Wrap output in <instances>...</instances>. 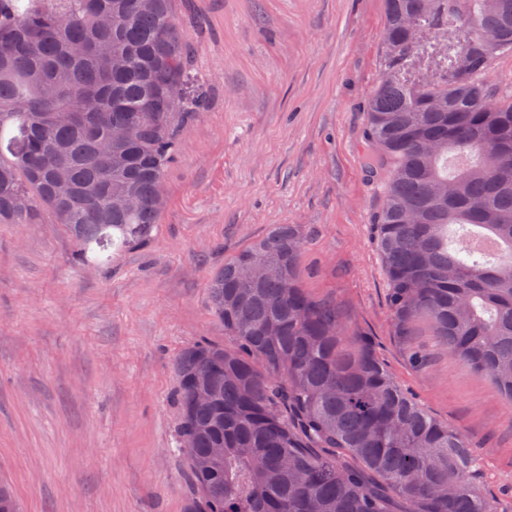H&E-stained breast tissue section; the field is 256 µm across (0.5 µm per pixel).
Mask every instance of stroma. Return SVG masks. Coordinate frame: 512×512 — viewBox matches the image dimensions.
I'll use <instances>...</instances> for the list:
<instances>
[{"label":"stroma","instance_id":"35a3bbf8","mask_svg":"<svg viewBox=\"0 0 512 512\" xmlns=\"http://www.w3.org/2000/svg\"><path fill=\"white\" fill-rule=\"evenodd\" d=\"M173 12L207 107L178 121L150 239L84 267L50 213L0 224V481L21 512H184L175 362L224 341L206 283L276 224L306 241L305 288L470 439L482 495L512 512V402L433 349L426 325L393 333L371 224L381 191L362 161L384 0H175ZM418 349L430 353L422 370Z\"/></svg>","mask_w":512,"mask_h":512}]
</instances>
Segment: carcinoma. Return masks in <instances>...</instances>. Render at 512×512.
<instances>
[{
	"mask_svg": "<svg viewBox=\"0 0 512 512\" xmlns=\"http://www.w3.org/2000/svg\"><path fill=\"white\" fill-rule=\"evenodd\" d=\"M385 15L363 164L394 331L427 322L512 402V89L488 84L512 54V0H385ZM449 21L462 51L436 35ZM190 68L171 0H0V223L51 212L81 265L149 239L176 117L206 108ZM454 155L468 162L450 174ZM304 246L276 224L207 283L230 343L176 363L178 439L195 444L186 512H498L468 439L304 287ZM251 262L269 273L248 277Z\"/></svg>",
	"mask_w": 512,
	"mask_h": 512,
	"instance_id": "carcinoma-1",
	"label": "carcinoma"
}]
</instances>
